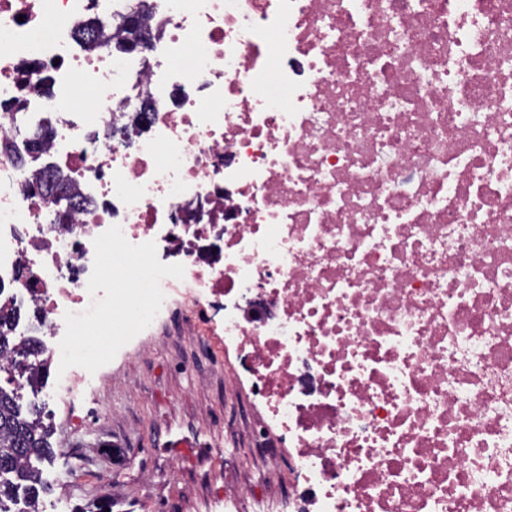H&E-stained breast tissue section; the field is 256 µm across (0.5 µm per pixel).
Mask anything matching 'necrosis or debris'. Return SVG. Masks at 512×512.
<instances>
[{"label": "necrosis or debris", "mask_w": 512, "mask_h": 512, "mask_svg": "<svg viewBox=\"0 0 512 512\" xmlns=\"http://www.w3.org/2000/svg\"><path fill=\"white\" fill-rule=\"evenodd\" d=\"M131 2L0 0V307L45 404L204 311L277 512H512V0H144L158 58L87 47Z\"/></svg>", "instance_id": "necrosis-or-debris-1"}]
</instances>
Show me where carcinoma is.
Returning a JSON list of instances; mask_svg holds the SVG:
<instances>
[{
    "mask_svg": "<svg viewBox=\"0 0 512 512\" xmlns=\"http://www.w3.org/2000/svg\"><path fill=\"white\" fill-rule=\"evenodd\" d=\"M120 26L126 37L117 43L116 50L131 52L133 39L141 29L140 20L131 14L120 22ZM0 371L5 372L0 381V473L13 474L9 481L0 480L1 505L13 498L19 489L33 500L38 498L41 480L36 462L48 456L51 448L47 441L48 431L37 412H25L18 403L12 368L0 365Z\"/></svg>",
    "mask_w": 512,
    "mask_h": 512,
    "instance_id": "obj_1",
    "label": "carcinoma"
}]
</instances>
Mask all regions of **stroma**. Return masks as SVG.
I'll return each mask as SVG.
<instances>
[{"mask_svg": "<svg viewBox=\"0 0 512 512\" xmlns=\"http://www.w3.org/2000/svg\"><path fill=\"white\" fill-rule=\"evenodd\" d=\"M102 371L97 397L56 411L42 498L67 512L105 499L112 512H227L244 493L277 502L282 478L251 451L233 389L242 371L217 337L142 338Z\"/></svg>", "mask_w": 512, "mask_h": 512, "instance_id": "stroma-1", "label": "stroma"}]
</instances>
